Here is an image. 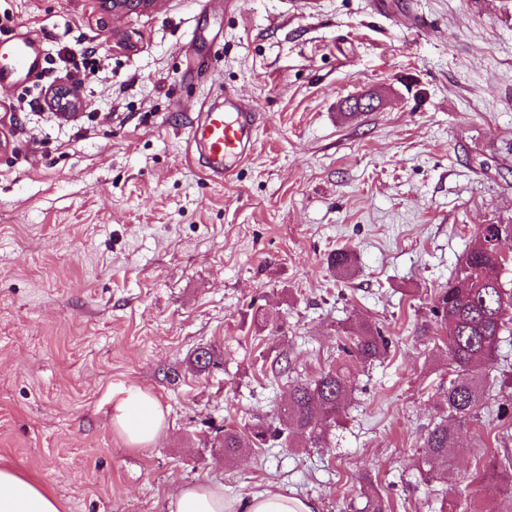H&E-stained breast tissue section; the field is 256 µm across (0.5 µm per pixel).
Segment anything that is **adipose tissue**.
<instances>
[{"label":"adipose tissue","instance_id":"obj_1","mask_svg":"<svg viewBox=\"0 0 512 512\" xmlns=\"http://www.w3.org/2000/svg\"><path fill=\"white\" fill-rule=\"evenodd\" d=\"M113 430L134 449H143L159 437L165 414L149 391L129 387L112 396ZM171 512H318L306 498L285 495L274 488L245 497L229 498L221 485L197 482L180 487L170 502ZM0 512H61L51 488L35 477L0 468Z\"/></svg>","mask_w":512,"mask_h":512}]
</instances>
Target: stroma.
Masks as SVG:
<instances>
[{
    "instance_id": "35a3bbf8",
    "label": "stroma",
    "mask_w": 512,
    "mask_h": 512,
    "mask_svg": "<svg viewBox=\"0 0 512 512\" xmlns=\"http://www.w3.org/2000/svg\"><path fill=\"white\" fill-rule=\"evenodd\" d=\"M19 35L49 60L0 85V467L44 481L61 512H170L202 480L228 497L273 485L319 512H361L374 493L390 512L477 498L512 512V466L488 468L512 454L497 414L512 335L442 484L422 445L448 416V359L416 333L478 225L512 224V0H160L117 21L98 0H0V41ZM78 47L95 63L67 118L47 95ZM228 89L259 127L218 184L189 162L188 131ZM366 91L380 107L344 114ZM339 248L347 278L326 263ZM361 320L391 347L354 367L325 443L225 459L224 430L270 421ZM200 346L219 361L201 375ZM129 386L165 412L140 450L112 429Z\"/></svg>"
}]
</instances>
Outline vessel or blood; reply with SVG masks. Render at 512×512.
Segmentation results:
<instances>
[{"label":"vessel or blood","instance_id":"obj_1","mask_svg":"<svg viewBox=\"0 0 512 512\" xmlns=\"http://www.w3.org/2000/svg\"><path fill=\"white\" fill-rule=\"evenodd\" d=\"M0 53L10 57L9 68L0 70V81L27 78L36 70L43 50L36 40L18 37L0 42ZM225 107L201 112L188 134L190 155L214 182L232 175L250 154L258 129L256 107L225 91Z\"/></svg>","mask_w":512,"mask_h":512}]
</instances>
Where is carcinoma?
<instances>
[{"instance_id":"carcinoma-1","label":"carcinoma","mask_w":512,"mask_h":512,"mask_svg":"<svg viewBox=\"0 0 512 512\" xmlns=\"http://www.w3.org/2000/svg\"><path fill=\"white\" fill-rule=\"evenodd\" d=\"M478 233L497 239L512 235V224H482ZM507 259L489 245H480L465 255L448 286L435 298L432 315L435 331L446 332L445 355L452 367L448 380L447 411L455 421L450 427L436 424L424 440V464L434 478L448 480V449L455 447L458 432L466 429L485 406V387L494 364L501 336L512 335V290L504 287L495 270ZM328 265L340 276L351 275L353 253L345 248L329 254ZM340 349L345 358L312 379L296 380L290 385L288 407L280 410L279 422L258 424L249 434L224 429L220 447L230 459L239 449L261 448L270 441L296 439L305 447H318L327 428L341 413L352 393L351 369L347 358L367 364L380 360L389 348V340L374 323L366 320L342 329ZM192 364L199 372L215 365V350L200 347Z\"/></svg>"}]
</instances>
